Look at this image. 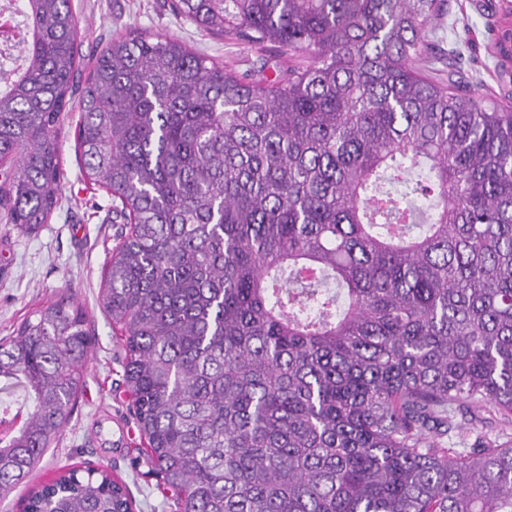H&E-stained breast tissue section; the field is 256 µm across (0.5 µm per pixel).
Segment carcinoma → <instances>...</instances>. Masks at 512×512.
Returning a JSON list of instances; mask_svg holds the SVG:
<instances>
[{"instance_id":"obj_1","label":"carcinoma","mask_w":512,"mask_h":512,"mask_svg":"<svg viewBox=\"0 0 512 512\" xmlns=\"http://www.w3.org/2000/svg\"><path fill=\"white\" fill-rule=\"evenodd\" d=\"M445 0H172L181 20L307 61L238 73L171 37L81 68L71 0L0 32V222L60 206L77 102L85 175L125 232L101 305L149 473L178 512H512V106L429 74ZM512 64V28L497 37ZM18 50L22 67L3 68ZM91 345L43 306L0 339V500L59 439ZM26 512H133L70 467Z\"/></svg>"}]
</instances>
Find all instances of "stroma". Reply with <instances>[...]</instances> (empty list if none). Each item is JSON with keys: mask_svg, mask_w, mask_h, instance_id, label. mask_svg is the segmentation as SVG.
<instances>
[{"mask_svg": "<svg viewBox=\"0 0 512 512\" xmlns=\"http://www.w3.org/2000/svg\"><path fill=\"white\" fill-rule=\"evenodd\" d=\"M171 0H72L80 20L81 51L93 59L113 38L129 33L175 37L223 66L243 72L263 50L206 33L175 17ZM507 0H448L433 39L434 74L455 80L472 94L512 105V77L504 76L493 49ZM457 49L449 59V49ZM79 110L64 116L58 133L64 179L61 208L38 233L27 235L0 223V338L44 304L67 298L85 313L92 339L76 405L58 444L49 448L26 485L0 501V512H23L29 489L47 483L62 466L92 462L108 466L133 501L134 512H172L170 492L137 462L144 448L128 412L122 380L121 332L100 304L102 270L122 223L111 195L88 181L75 146Z\"/></svg>", "mask_w": 512, "mask_h": 512, "instance_id": "stroma-1", "label": "stroma"}]
</instances>
